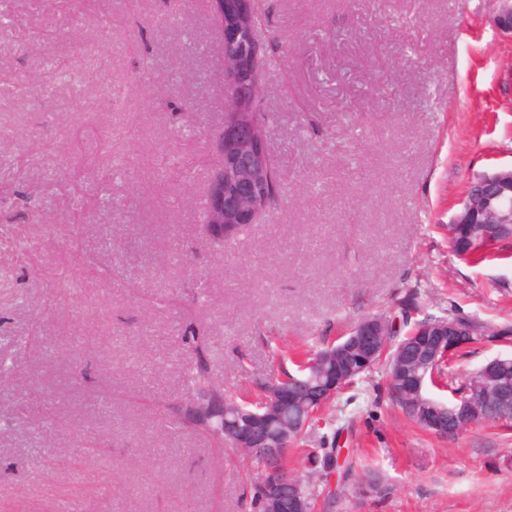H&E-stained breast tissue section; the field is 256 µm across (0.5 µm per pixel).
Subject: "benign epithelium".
<instances>
[{
	"label": "benign epithelium",
	"mask_w": 512,
	"mask_h": 512,
	"mask_svg": "<svg viewBox=\"0 0 512 512\" xmlns=\"http://www.w3.org/2000/svg\"><path fill=\"white\" fill-rule=\"evenodd\" d=\"M494 2V25L500 35L512 40V0ZM256 4L257 0H213L214 14L218 19H223L226 13L236 18L237 26L224 27L225 40H235L240 36V24L251 17ZM225 81L232 89L231 107L224 113V121L218 127L220 139L214 147L224 157V167L211 171L204 199L207 219L201 225L203 237L216 246L239 235L263 214L256 207V202L261 186L260 178L271 155L265 126L258 118L255 84L242 79V75L235 70L225 77ZM480 183L482 189L468 191L451 223L469 224L471 214L482 210L486 216L480 229L481 238L488 243L501 237L512 239V167L487 174ZM472 325L473 319L462 317L419 328L415 335L425 337L427 352L417 357V360L432 365L439 358L450 357L464 347V337L471 335ZM389 334L387 317L376 315L358 322L350 329V342L361 351V362L367 364L384 357L389 351ZM409 356L410 351L401 347L394 373L406 378L405 388L418 396L416 413L424 418V425L429 432L443 438L457 432L455 428H448L450 412L455 420L464 421L466 427L477 425V420L485 415V409L477 399L459 394L450 408L422 397L424 383L408 370ZM348 377L349 372L331 368L312 405L304 408L306 415L313 413V407L336 397ZM292 398L293 391L287 385L270 381L259 412L242 415L234 420L224 419V433L228 436V442L248 457L268 456L273 450L282 447L294 427V419L288 418ZM183 408L185 415L203 428L210 427L214 419L233 410V407L222 402L196 397L188 398ZM264 512H307V509L291 491L290 483L272 478L266 484Z\"/></svg>",
	"instance_id": "obj_1"
}]
</instances>
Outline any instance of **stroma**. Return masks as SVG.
<instances>
[{
    "label": "stroma",
    "instance_id": "obj_1",
    "mask_svg": "<svg viewBox=\"0 0 512 512\" xmlns=\"http://www.w3.org/2000/svg\"><path fill=\"white\" fill-rule=\"evenodd\" d=\"M269 28L290 45L268 66L261 109L281 167L284 202L223 249L200 233L208 168L164 182L154 162L204 150L224 120L221 57L210 0H0V189L36 196L45 218L19 215L0 232V356H15L26 388L0 387V512H252L249 457L190 434L165 438L148 401L181 393L182 316L151 299L200 284L218 352L216 380L253 402L258 381L296 372L303 350L335 343L363 317L412 321L448 310L512 322V247L456 255L448 223L470 182L512 166V41L492 22L493 0H264ZM112 27H103L104 14ZM66 47L25 51L32 31ZM99 68L96 82L80 79ZM191 109L173 119L160 101ZM315 107L319 132L308 126ZM137 163L113 177L111 207L66 222L93 182L77 170ZM108 267L102 279L84 255ZM70 270L72 288L54 275ZM278 351L281 363L270 353ZM512 346L474 345L449 361L463 378ZM91 362L99 383L76 378ZM118 397L102 402L100 384ZM57 405L52 431L21 402ZM111 439L106 457L75 447L72 430ZM335 442L342 481L306 453ZM64 454L68 467L40 470ZM289 466L335 497L314 512H512V426L479 425L452 439L420 429L392 402L384 366L318 413ZM376 474L383 493L358 490Z\"/></svg>",
    "mask_w": 512,
    "mask_h": 512
}]
</instances>
